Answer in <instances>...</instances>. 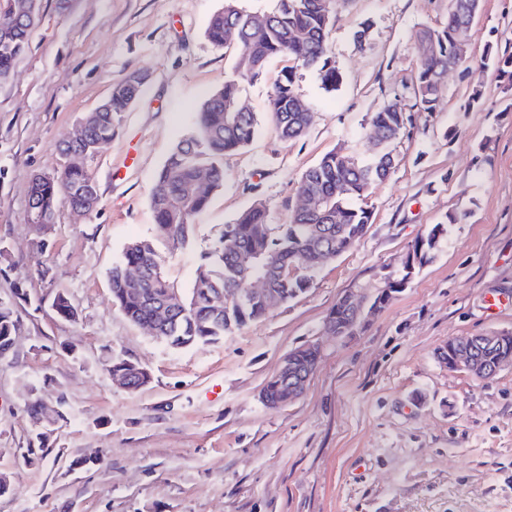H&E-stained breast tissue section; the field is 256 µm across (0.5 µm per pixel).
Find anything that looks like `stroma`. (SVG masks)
<instances>
[{"instance_id":"obj_1","label":"stroma","mask_w":512,"mask_h":512,"mask_svg":"<svg viewBox=\"0 0 512 512\" xmlns=\"http://www.w3.org/2000/svg\"><path fill=\"white\" fill-rule=\"evenodd\" d=\"M223 4L41 0L29 47L0 83V301L19 316L0 359V474L12 486L0 512H512V367L477 379L436 356L453 337L512 334V75L482 64L512 56V0H482L466 58L430 111L413 93L416 34L446 24L448 0H336L328 56L338 87L297 66L313 121L282 139L269 100L288 61L271 58L240 98L259 120L253 141L225 155L223 186L190 245L173 250L150 191L200 103L233 73L234 49L206 36ZM134 70L148 76L144 92L88 164L97 210L25 223L34 176L64 166L60 142ZM391 102L408 116L390 145L394 167L349 200L372 222L304 293L184 349L113 307L109 272L130 241L166 253L167 279L188 295L225 225L257 202L269 223H286L302 173L331 151L368 157L370 118ZM437 224L432 261L402 292L352 334L325 332L339 297H373ZM60 292L75 319L54 311ZM311 342L322 357L304 395L265 407L260 391L282 357ZM114 352L146 367L150 383L113 385ZM37 399L64 414L42 445L28 411Z\"/></svg>"}]
</instances>
